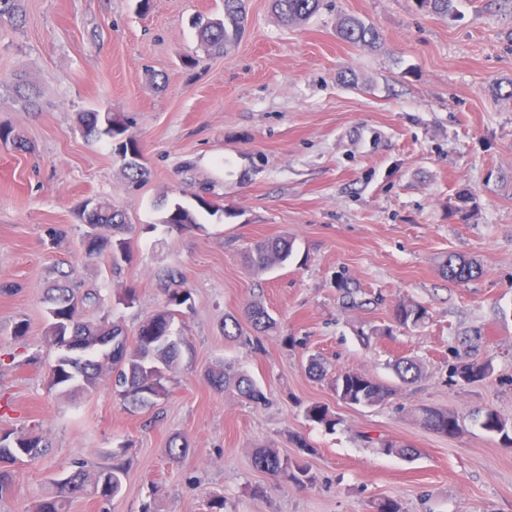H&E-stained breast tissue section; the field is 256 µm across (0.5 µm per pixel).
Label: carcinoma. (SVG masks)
I'll return each instance as SVG.
<instances>
[{
    "instance_id": "obj_1",
    "label": "carcinoma",
    "mask_w": 512,
    "mask_h": 512,
    "mask_svg": "<svg viewBox=\"0 0 512 512\" xmlns=\"http://www.w3.org/2000/svg\"><path fill=\"white\" fill-rule=\"evenodd\" d=\"M455 0H418L419 7L442 17L453 11ZM224 17L199 20L196 25L204 46L212 51H222L237 38L247 20V0H223ZM322 6V0H271V7L286 26L297 25L313 15ZM26 21L22 0H0V24L20 27ZM339 37L357 46H373L379 39L375 28L363 21L347 17L338 28ZM86 136L97 141L116 142L115 151L123 161L129 179L138 181L146 175L140 162L142 151L138 141L127 134V128L111 112H88L81 116ZM161 224L179 232L200 225L197 213L177 199L162 204ZM78 220L89 231L84 239L89 256H109L112 264L127 261L132 253V241L125 237L128 231L125 214L112 207V203L90 198L84 200L76 211ZM288 238L277 237L259 241L247 251L246 262L257 273L285 263L291 255ZM442 273L450 280L466 282L479 275L476 264L454 255L441 262ZM165 305L142 321L133 331L135 348L128 350L129 337L125 327L105 318L97 322L84 321L80 311L86 305L101 306L104 298L97 292H80L71 275L64 273L48 289L46 335L57 353L47 365L49 387L62 392H89L99 385L107 374H112V391L127 408H142L156 404L167 395L166 382L179 365L186 340L175 329L176 315L188 304L191 292L185 288L180 272L170 269L163 275ZM425 318V311L411 305H400L395 312L396 321L402 326H416ZM246 320L253 331L265 332L274 327L270 313L260 305H252ZM395 370L400 379L409 383L419 375L418 364L406 357L395 360ZM454 375L465 384L482 381L489 375L484 363L467 362L456 368ZM211 386L222 391L231 386L237 395L254 404L265 401L257 383L243 372H234L231 366L208 371ZM334 391L339 400L348 405L371 406L384 402L391 389L372 378L354 371L338 376ZM308 420L332 426L329 408L314 404L306 411ZM418 419L424 428L444 437H455L460 429V416L448 410L418 409ZM481 427L488 433L501 436L512 444V424L497 411L488 409L482 416ZM47 442L42 435L30 432H4L0 434V494L13 482L14 467L24 460H32L43 453ZM187 451L185 439L177 434L169 440L167 453L171 461H179ZM257 470L294 485L315 481V475L303 461L282 456L274 448H260L254 455ZM125 470L123 465L101 467L93 472L77 465L71 472L55 480L53 496L40 501L34 512H68L73 499L81 496L106 500L121 491Z\"/></svg>"
}]
</instances>
